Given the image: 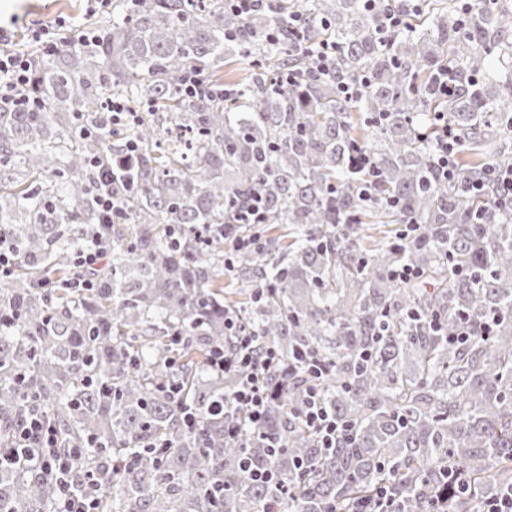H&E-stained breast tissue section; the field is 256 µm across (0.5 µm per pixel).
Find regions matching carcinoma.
Masks as SVG:
<instances>
[{"label":"carcinoma","mask_w":512,"mask_h":512,"mask_svg":"<svg viewBox=\"0 0 512 512\" xmlns=\"http://www.w3.org/2000/svg\"><path fill=\"white\" fill-rule=\"evenodd\" d=\"M439 2L391 32L404 0H276L246 20L224 0H138L94 21L99 45L34 53L26 94L40 108L0 112V237L19 250L0 281V307L19 316L0 330V442L39 411L60 452L82 450L73 471L99 480L98 512H353L384 489L393 512H479L512 486V210L467 190L512 169V78L492 79L512 68V10ZM298 13L309 24L295 34ZM325 41L336 59L320 72L308 50ZM239 60L250 68L231 98L181 91L191 68L224 86ZM285 67L294 81L278 80ZM445 70L448 98L434 87ZM110 98L143 115L113 126ZM437 112L458 136L448 182L430 149ZM130 140L123 220L104 229L91 161L116 163ZM358 153L373 170L357 171ZM253 197L286 232L237 252L226 279L224 225L252 236L237 217ZM93 229L112 257L78 290L72 254ZM404 264L420 280H396ZM227 315L278 359L257 429L224 403L237 376L207 366L231 348ZM461 327L470 336L452 340ZM301 350L331 369L324 403L349 427L329 450L300 412ZM244 459L283 488L249 479ZM57 495L35 470H0V512H45Z\"/></svg>","instance_id":"1"}]
</instances>
